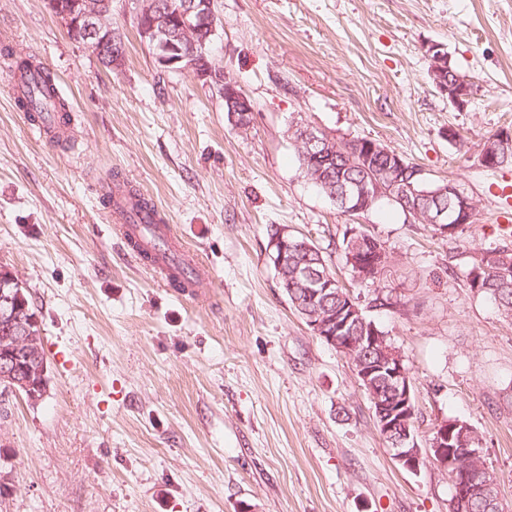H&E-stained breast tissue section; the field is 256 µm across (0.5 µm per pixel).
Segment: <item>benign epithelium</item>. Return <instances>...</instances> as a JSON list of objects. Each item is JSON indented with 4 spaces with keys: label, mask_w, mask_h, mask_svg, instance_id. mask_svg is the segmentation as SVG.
<instances>
[{
    "label": "benign epithelium",
    "mask_w": 512,
    "mask_h": 512,
    "mask_svg": "<svg viewBox=\"0 0 512 512\" xmlns=\"http://www.w3.org/2000/svg\"><path fill=\"white\" fill-rule=\"evenodd\" d=\"M134 15L139 24V32L144 41L150 43L156 60L162 66L175 71H189L205 82L214 76V66L210 62V45L218 35L217 19L213 10V0H180L178 5L163 3L162 0H135ZM48 7L61 21L70 34L83 41V44L108 66L120 63L125 52L122 35L112 28V0H47ZM430 61V77L435 88L448 95V100L458 108L467 104L472 86L468 79L461 77L448 67V53L444 45L429 43L424 47ZM224 101L228 104L231 119L237 113L245 115L253 111L249 99L232 82L224 83ZM331 136L309 126L301 129L296 145L304 147L308 155H315L320 148L331 149ZM371 153H379L389 158L382 171L392 186L400 187L401 192L411 188L401 172L406 169L400 157L374 143L366 144ZM446 191L459 198L457 223H467L466 215L474 204L454 183H448ZM384 186L382 179L366 177L359 184L356 212H366L382 199ZM380 255V244L371 237L358 241L352 249L350 264L354 275L368 270L372 262L371 254ZM310 288L308 297L317 298L333 284L328 272H314L307 279ZM27 304L22 296L12 297L0 291V383L17 393L23 391L31 400L44 383L31 384L22 376L26 364H39L41 376H46V360L38 347H32L29 337L22 335L34 318L24 317ZM343 314L328 319L322 317L310 322L313 333L344 352L353 366L359 382L366 386L381 381L386 393L371 396L374 421L380 435L391 443L393 458L405 470L416 473L426 462H431L442 471H448L454 487V497L450 502L453 512H464L479 500L494 498L497 482H492L482 474H491L484 463L481 451L471 447L478 443L472 428L459 422L446 420L436 424L432 438L423 448L409 425L414 416L413 395L410 376L403 365L400 351L387 345V336L375 325L362 324L356 333H345L349 321L342 320Z\"/></svg>",
    "instance_id": "obj_1"
}]
</instances>
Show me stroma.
Here are the masks:
<instances>
[{"mask_svg":"<svg viewBox=\"0 0 512 512\" xmlns=\"http://www.w3.org/2000/svg\"><path fill=\"white\" fill-rule=\"evenodd\" d=\"M212 62L250 100L236 127L215 86L158 64L127 0L126 55L106 68L46 0H0V46L54 74L72 142L40 138L0 56V266L29 291L47 361L35 403L0 398V512H448L434 465L404 470L376 430L348 359L290 306L270 226L318 247L349 283L342 239L360 223L391 255L355 288L404 359L426 440L468 423L512 512V318L465 285L481 249L508 245L512 166L486 136L512 130V0H214ZM444 44L473 83L459 109L429 77ZM374 138L456 184L476 222L461 236L388 202L340 214L306 181L289 130ZM120 172L210 272L170 288L109 233ZM395 312L371 307L375 295Z\"/></svg>","mask_w":512,"mask_h":512,"instance_id":"obj_1","label":"stroma"}]
</instances>
